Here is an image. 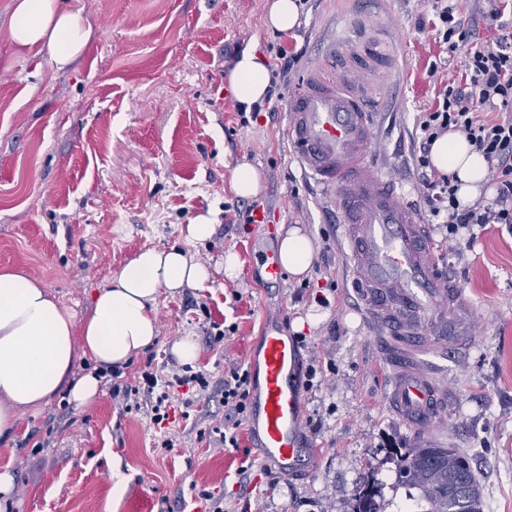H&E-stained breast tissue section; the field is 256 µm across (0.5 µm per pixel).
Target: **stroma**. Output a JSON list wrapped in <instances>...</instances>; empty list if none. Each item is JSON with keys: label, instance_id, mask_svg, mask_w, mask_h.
<instances>
[{"label": "stroma", "instance_id": "obj_1", "mask_svg": "<svg viewBox=\"0 0 512 512\" xmlns=\"http://www.w3.org/2000/svg\"><path fill=\"white\" fill-rule=\"evenodd\" d=\"M267 0H63L94 34L80 60L59 70L47 53L16 54L6 37L13 0H0V266L15 265L41 280L77 317L94 292L139 251L183 248L206 264L204 287L161 296L154 368L173 360L174 341L189 336L199 352L192 372L210 384L232 363L248 365L263 314L293 325L334 283L325 318L301 330L299 370H316L303 390L305 461L278 472L259 449L227 448L209 430L214 403L171 394L169 418L154 424L150 408H127L103 392L91 407L56 396L39 413H22L18 434L0 443L18 493L14 512H352L370 473L386 488L387 512H410L404 489H393L390 451L382 440L409 443L411 430L389 408L390 369L356 313L338 246L342 215L287 151L284 105L246 122L228 89L234 58L225 45L256 49L269 78L288 94L306 68L323 61L330 41L361 37L396 58V83L382 126L386 173L429 224L426 189L414 162L418 120L448 82L465 73L463 54L435 38L433 0H307L298 25L274 32ZM293 66H285L284 56ZM436 76H429L431 63ZM259 170L258 205L268 225L239 224L233 190L241 165ZM210 216L206 242L187 241L186 224ZM310 237L315 258L306 275L270 280L263 256L292 227ZM239 274L224 276L225 252ZM477 313V342L442 360L451 404L445 442L467 450L484 488L483 512H512V232L502 224L478 231L450 268ZM235 326L209 345L210 321ZM172 450L161 448L163 439ZM42 448H35V441ZM120 461L127 491L112 503V463ZM251 465L240 484L237 471Z\"/></svg>", "mask_w": 512, "mask_h": 512}]
</instances>
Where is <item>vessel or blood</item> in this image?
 Segmentation results:
<instances>
[{"label":"vessel or blood","instance_id":"1","mask_svg":"<svg viewBox=\"0 0 512 512\" xmlns=\"http://www.w3.org/2000/svg\"><path fill=\"white\" fill-rule=\"evenodd\" d=\"M383 59L370 48L353 52L336 76H309L288 97L291 157L337 199L346 215L343 238L361 318L372 322L394 383L391 410L414 436L434 437L448 418L435 357L468 350L476 339L475 312L436 255L430 228L401 197L400 186L370 161L376 148V115L368 108L372 87L353 73H379ZM298 352L278 327L264 319L260 350L250 363L261 381L252 393L249 445L284 471L297 470L306 443L296 380Z\"/></svg>","mask_w":512,"mask_h":512}]
</instances>
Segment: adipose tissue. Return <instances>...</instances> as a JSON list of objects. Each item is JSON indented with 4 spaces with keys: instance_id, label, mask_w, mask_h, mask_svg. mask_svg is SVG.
I'll use <instances>...</instances> for the list:
<instances>
[{
    "instance_id": "obj_1",
    "label": "adipose tissue",
    "mask_w": 512,
    "mask_h": 512,
    "mask_svg": "<svg viewBox=\"0 0 512 512\" xmlns=\"http://www.w3.org/2000/svg\"><path fill=\"white\" fill-rule=\"evenodd\" d=\"M92 35L83 15L63 8L59 0H14L7 38L16 53L48 50L62 70L79 59ZM227 81L249 107L264 100L269 73L247 48ZM430 161L437 171L456 177L461 204L475 202L488 169L483 153L450 131L433 143ZM278 258L288 274H306L314 260L311 239L300 228H290L280 239ZM210 278L208 266L179 248H148L110 275L89 314L78 320L25 269L0 268V439L16 435L20 413L60 392H67L75 406L92 404L103 371L125 367L157 342L159 297L205 286ZM80 358L92 367L77 377L73 369Z\"/></svg>"
}]
</instances>
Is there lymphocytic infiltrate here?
Wrapping results in <instances>:
<instances>
[{"mask_svg":"<svg viewBox=\"0 0 512 512\" xmlns=\"http://www.w3.org/2000/svg\"><path fill=\"white\" fill-rule=\"evenodd\" d=\"M433 28L439 42L449 52H464L465 78L449 83L419 123L420 136L414 153L417 169L423 170L432 216H444L449 240L455 241L456 255L471 245L475 228L489 224H512V35H498L480 42V28H493L499 18L497 8L483 12L481 18L463 19L451 0H435ZM456 131L481 151L489 164L487 180L497 188L492 203L461 206L453 176L433 171L429 159L433 142L447 131ZM138 386L113 384V397L130 399L143 396L149 402L155 422L165 419L163 410L170 392L177 387L195 386L207 390L209 382L200 373L185 374L170 366L160 374L151 368L141 373ZM251 373L233 363L224 370V387L219 402L224 408V430L220 438L225 447L239 445L238 430L246 421L250 407Z\"/></svg>","mask_w":512,"mask_h":512,"instance_id":"f902f5d3","label":"lymphocytic infiltrate"}]
</instances>
